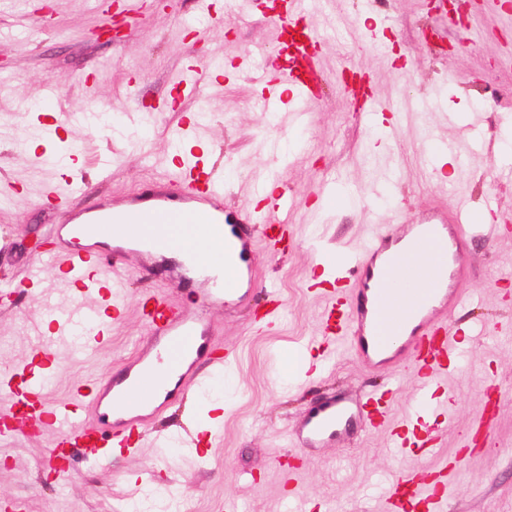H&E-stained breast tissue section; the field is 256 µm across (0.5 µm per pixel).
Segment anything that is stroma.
I'll return each mask as SVG.
<instances>
[{
    "instance_id": "1",
    "label": "stroma",
    "mask_w": 512,
    "mask_h": 512,
    "mask_svg": "<svg viewBox=\"0 0 512 512\" xmlns=\"http://www.w3.org/2000/svg\"><path fill=\"white\" fill-rule=\"evenodd\" d=\"M137 19L117 41L88 39L102 17L89 0H17L0 5V30L13 32L0 62L14 93L0 94V283H15L29 270L34 240L59 224V212L42 200L45 183L63 185L75 175L90 190L73 208L122 205L169 179L177 170L174 144L200 155L203 165L223 166L224 207L250 201L255 182L276 171L297 203L294 239L284 256L258 250L261 286H273L284 307L272 324L260 322L261 301L235 307H202L198 289L173 286L169 275L149 276L140 253L128 254L129 284L122 319L109 341L89 354L63 356L49 389L66 400L78 381L109 373L148 349L140 316L145 284L168 291L175 305L203 313L215 343L228 353L224 367L227 409L209 410L211 394L171 399L147 427L137 452H113L94 461L77 458L70 477L47 467L51 435L14 434L0 439V512H120L162 486L178 493L183 512H291L289 469L300 476L310 512H386L382 481L408 469L443 474L446 512H512V160L501 153L512 132V0L491 4L461 25L450 24L430 0H325L305 21L321 35L318 64L326 76L322 97L297 131L287 114L269 118L261 90L237 68V58L257 45L278 44L276 28L260 0H214L216 19L196 0H135ZM222 57L223 78L209 81L201 98H185L177 110L156 111L183 65ZM367 79L366 89L384 110L367 119L342 84L343 71ZM141 84L140 113L130 110L131 76ZM59 90L53 138L33 153L17 151L19 139L39 125L34 104L46 84ZM111 112L115 122L137 129L152 116L144 145L126 147L112 170L98 169L114 138L90 131L77 118L85 103ZM209 109L198 138L181 135L182 119ZM465 146L464 165L437 168L425 150L429 140ZM370 194L390 183L389 202L368 214L359 203L321 208L325 180ZM466 204L475 215L492 208L501 227L493 239L467 245L469 266L457 283L472 307L451 312L450 323L477 322L453 379L456 423L440 448L389 449V435L367 431L355 446L298 454L288 446L294 422L323 395L393 388L396 414H404L416 383L410 372H373L352 357L347 341L323 338L325 299L310 291L318 255H350L380 226L421 222L435 212ZM43 307L19 292L0 301V372L33 354L43 328ZM501 390L492 447L468 449V435L484 417L486 381ZM171 438L168 450L158 437Z\"/></svg>"
}]
</instances>
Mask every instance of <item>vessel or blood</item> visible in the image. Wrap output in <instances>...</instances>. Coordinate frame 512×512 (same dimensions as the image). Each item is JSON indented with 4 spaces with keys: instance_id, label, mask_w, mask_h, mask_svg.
<instances>
[{
    "instance_id": "1",
    "label": "vessel or blood",
    "mask_w": 512,
    "mask_h": 512,
    "mask_svg": "<svg viewBox=\"0 0 512 512\" xmlns=\"http://www.w3.org/2000/svg\"><path fill=\"white\" fill-rule=\"evenodd\" d=\"M304 14L299 0H291L286 10L268 17L278 32L299 34L291 61L268 57L260 47L252 50L264 60L251 74L262 88L263 110L288 113L297 128L306 125L318 103L322 80L312 65L320 38L305 23ZM211 76V69L197 64L183 67L166 108H176L185 97H200ZM256 192L266 200L263 211L246 207L230 216L224 211L223 175L194 165L184 178L128 205L89 210L78 222L59 225L49 248L37 255L36 266L18 288L48 297L43 282L52 276L74 288L82 300L66 309L47 305V329L33 357L0 375V387L9 390L14 405L24 408L20 414L5 412V419L20 428L34 426L40 434L55 433V447L80 448L86 456L101 458L115 448H137L150 419L166 407L170 394L163 389L160 365L178 368L176 385L185 394L204 392L220 379L224 357L213 346L209 323L153 289L142 303L145 326L158 346L156 356L135 357L116 377L77 382L66 401L48 397L62 352L96 350L107 341L112 323L122 318L129 252L148 250L159 266L166 254L181 250L185 239H194L201 249L188 254V270L202 275V304H237L241 290L257 278L256 238L264 237L268 252L278 254V241L270 231L291 229L297 207L278 177H264ZM482 229L470 210L460 206L447 218L436 215L423 224L386 225L357 253L340 257V273L327 294L324 335L347 336L357 360L370 370L409 367L417 392L411 409L399 418L393 415V397L387 390L322 400L296 423L294 447L308 451L351 444L357 432L388 425L401 454L409 444L406 429L417 424L426 432L425 444L437 445L441 427L454 422L440 395L468 345L477 340L474 327L450 325L448 315L465 300L455 283L466 270L467 240ZM216 237L224 241L217 257L207 249ZM384 498L392 512H411L417 501L426 512H443L436 482L416 470L389 479Z\"/></svg>"
}]
</instances>
